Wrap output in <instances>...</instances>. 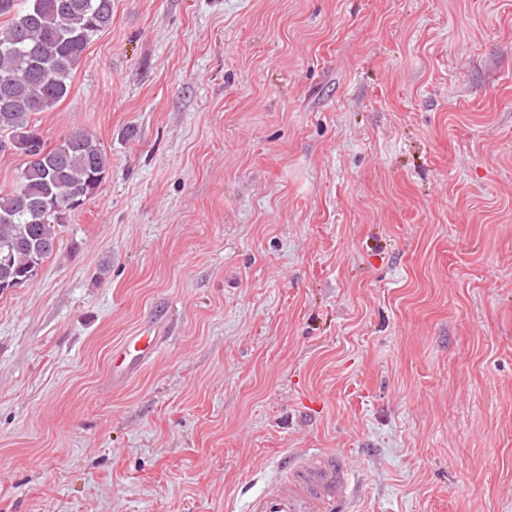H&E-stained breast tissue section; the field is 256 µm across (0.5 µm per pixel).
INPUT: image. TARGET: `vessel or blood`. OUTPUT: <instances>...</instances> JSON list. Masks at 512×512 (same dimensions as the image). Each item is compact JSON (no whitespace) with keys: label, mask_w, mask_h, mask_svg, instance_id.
<instances>
[{"label":"vessel or blood","mask_w":512,"mask_h":512,"mask_svg":"<svg viewBox=\"0 0 512 512\" xmlns=\"http://www.w3.org/2000/svg\"><path fill=\"white\" fill-rule=\"evenodd\" d=\"M164 341L159 325L142 327L112 354V381L138 373ZM350 477L332 454L304 453L286 459L278 480L251 505V512H336L349 496Z\"/></svg>","instance_id":"b4317fda"}]
</instances>
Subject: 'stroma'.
<instances>
[{
	"label": "stroma",
	"mask_w": 512,
	"mask_h": 512,
	"mask_svg": "<svg viewBox=\"0 0 512 512\" xmlns=\"http://www.w3.org/2000/svg\"><path fill=\"white\" fill-rule=\"evenodd\" d=\"M35 122L110 168L0 294V512H512V0H112ZM164 341L161 327L155 323L128 336L112 353V383L121 384L138 373ZM350 477L332 454L302 453L286 459L278 480L251 504V512H335L349 497Z\"/></svg>",
	"instance_id": "1"
}]
</instances>
